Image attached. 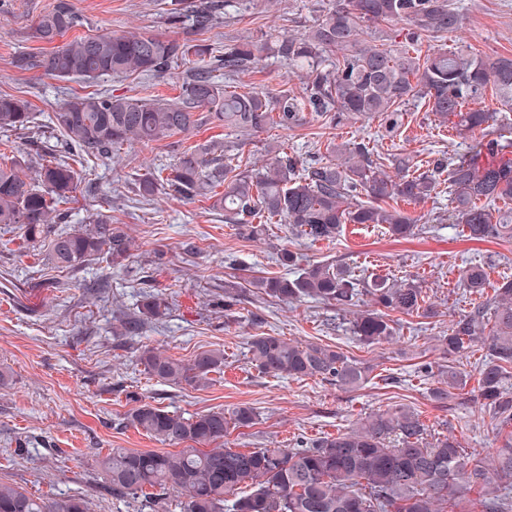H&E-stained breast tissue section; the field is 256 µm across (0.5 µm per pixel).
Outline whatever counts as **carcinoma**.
<instances>
[{
	"mask_svg": "<svg viewBox=\"0 0 512 512\" xmlns=\"http://www.w3.org/2000/svg\"><path fill=\"white\" fill-rule=\"evenodd\" d=\"M232 2L170 0L169 14L192 13L201 31ZM392 19L413 27L412 40L455 32L466 21L451 0H333L308 31L274 48L264 40L233 41L215 55L187 36L128 31L76 36L44 54L15 58L20 70L87 83L104 76L161 75L188 59L195 68L174 100L96 90L67 101L51 117L66 155L38 163L32 176L28 151L15 148L8 163L0 153V227L16 226L24 238L41 242L54 270L69 272L100 260L121 268L134 242L112 216L98 211L78 229H56L67 223L60 205L78 184L67 157L110 159L125 145L158 144L176 135L187 141L202 124L246 134L260 133L273 122L290 128L304 121L308 109L333 123L349 115H384L393 128L399 106L420 97L437 117L452 120L458 135L482 132L472 154L437 159L422 173L413 170L409 158L397 156L391 176L367 144L356 143L331 146L332 159L325 163L309 165L281 151L257 169H244L224 154L223 142L210 140L189 145L168 167L145 175L138 194L148 200L164 192L183 200L205 198L253 238L263 234L264 219L275 218L314 242L334 240L345 224H383L389 236L406 239L417 219L390 202H423L446 172L452 223L474 241L512 239V207L491 209L497 201H512V158L507 157L512 141L496 135L500 113L483 106L490 90L512 111V57L438 50L423 59L407 48H379L361 39L364 29ZM80 25L72 0H53L28 36L52 44ZM271 53L296 71L306 95L258 87L239 92L213 79L212 73L222 69L249 72ZM34 120L29 100L0 94L1 130L19 131L35 145ZM361 195L367 200H359ZM460 281L480 302L451 321L448 335L440 337L441 351L451 358L483 345L477 398L500 427L512 426V279L493 285L484 267L470 266ZM250 285L280 301L316 298L353 314L351 333L368 346L394 336L393 313L436 315L423 305L419 281L366 277L340 262L309 261L292 279L273 274ZM167 308L163 296L144 295L139 315L120 320L123 333H137L145 320H161ZM248 352L263 375L321 378L347 391L363 386L372 372L329 345H302L270 334L251 337ZM136 362L160 382L203 388L223 369L224 351H202L186 363L146 346ZM437 377L431 400L456 405L468 374L450 363L438 368ZM255 419L247 405L187 416L143 402L127 414L126 425L182 449L114 448L98 465L116 496L159 491L147 505L151 512H166L163 495L170 490L183 495L180 512H468L460 501L464 486L478 490L479 512H512V434L494 452L478 457L453 437L428 438L421 412L408 407L372 413L349 430L291 448L224 447L229 426L248 427ZM0 512H89V507L79 496L45 501L1 483Z\"/></svg>",
	"mask_w": 512,
	"mask_h": 512,
	"instance_id": "carcinoma-1",
	"label": "carcinoma"
}]
</instances>
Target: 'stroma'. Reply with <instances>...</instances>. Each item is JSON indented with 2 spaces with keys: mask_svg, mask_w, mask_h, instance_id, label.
Instances as JSON below:
<instances>
[{
  "mask_svg": "<svg viewBox=\"0 0 512 512\" xmlns=\"http://www.w3.org/2000/svg\"><path fill=\"white\" fill-rule=\"evenodd\" d=\"M53 0H16L0 11V94L21 95L35 112L42 151L61 150V138L49 118L56 108L91 89L150 100L177 97L189 70L171 67L159 76H112L88 84L78 79L20 71L11 64L18 54L45 52L46 44L29 39L36 16ZM83 24L80 35L144 31L168 37L183 34L172 23L165 0H73ZM466 16L462 29L418 40L416 50L464 49L481 57L512 56V0H455ZM332 0H241L220 24L197 33V43L223 50L234 40L261 38L274 44L311 27ZM214 79L239 89L269 87L301 93L300 78L277 57L257 72ZM197 141H224L229 153L250 165H264L269 146L309 162L330 157L329 144L367 141L376 154L404 155L426 171L429 160L467 154L474 138H460L450 123L429 112L423 99L404 104L397 124L385 116H352L333 125L328 116L309 115L294 128L270 125L250 136L228 128L201 126ZM171 144H136L114 159L75 163L81 179L70 204L71 223L96 211L126 225L136 249L126 267L108 270L95 264L76 273L50 269L37 244L16 239L0 252V483L49 500L60 494L85 498L90 512H138L139 501L113 495L98 461L111 449L164 450L165 445L126 426V414L146 400L170 411L195 414L246 404L257 414L255 425L230 429L224 445L242 451L286 448L347 430L380 410L415 407L423 411L429 431L455 437L468 451L487 455L506 436L471 393L453 409L430 399L438 385L424 375L425 364H447L438 346L448 323L469 311L475 301L460 285V272L484 266L491 281L512 277V241L468 240L449 217L448 186L440 184L424 203L402 204L417 216L414 235L390 238L378 224H347L334 241L310 242L286 225L270 224L264 238L249 239L236 224L211 210L206 199L184 201L161 194L139 203L132 191L139 175L174 160ZM297 252L310 261H341L366 273L393 280L421 282L426 303L440 315L425 319L394 315L396 333L389 341L365 346L355 340L349 317L318 300L285 303L244 288L240 278L276 272L279 250ZM110 274L112 286L94 293L86 282ZM239 299L225 306L226 286ZM166 297L169 310L159 322L136 336L116 333L123 314L137 312L146 293ZM268 333L302 343L331 345L373 368L368 384L346 392L327 381L288 380L259 374L249 363L247 342ZM150 346L189 361L201 351L224 352V372L209 387L195 389L151 379L136 363V352Z\"/></svg>",
  "mask_w": 512,
  "mask_h": 512,
  "instance_id": "obj_1",
  "label": "stroma"
}]
</instances>
